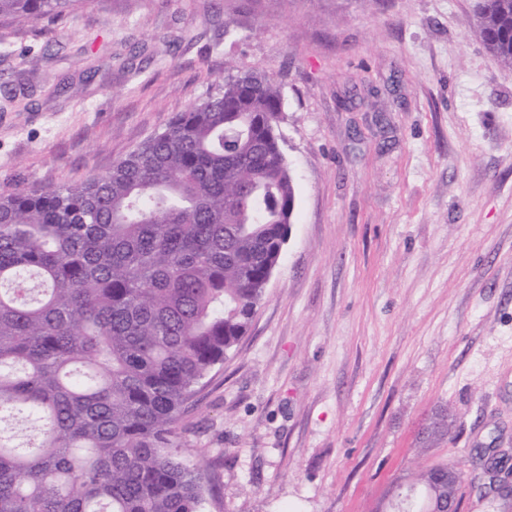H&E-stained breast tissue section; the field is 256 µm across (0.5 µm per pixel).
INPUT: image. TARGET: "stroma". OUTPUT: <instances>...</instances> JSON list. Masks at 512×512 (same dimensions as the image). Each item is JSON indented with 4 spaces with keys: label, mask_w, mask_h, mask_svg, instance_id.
I'll list each match as a JSON object with an SVG mask.
<instances>
[{
    "label": "stroma",
    "mask_w": 512,
    "mask_h": 512,
    "mask_svg": "<svg viewBox=\"0 0 512 512\" xmlns=\"http://www.w3.org/2000/svg\"><path fill=\"white\" fill-rule=\"evenodd\" d=\"M280 87L295 217L177 423L203 512H376L512 458V71L473 0H84L0 21V195L109 172L225 76ZM79 86L58 94L57 81ZM450 415L445 438L425 429ZM454 477V472L448 469V466L438 465L422 470L415 477L414 481L406 486L410 492H415V499L406 503L405 507L411 512H431L428 510V499L433 495L438 506V510L444 508L448 502V497L452 496L453 501H457L460 491L461 480L455 481L448 488V480ZM452 501L448 502V508L442 512H451L449 507ZM424 511H418L422 510Z\"/></svg>",
    "instance_id": "35a3bbf8"
}]
</instances>
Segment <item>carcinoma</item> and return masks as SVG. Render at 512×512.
I'll return each mask as SVG.
<instances>
[{"instance_id": "carcinoma-1", "label": "carcinoma", "mask_w": 512, "mask_h": 512, "mask_svg": "<svg viewBox=\"0 0 512 512\" xmlns=\"http://www.w3.org/2000/svg\"><path fill=\"white\" fill-rule=\"evenodd\" d=\"M80 0H0V19ZM512 70V0H476ZM272 78L230 76L112 170L0 195V512H201L175 424L247 333L296 206ZM23 421L35 442L21 443ZM508 457L478 463L489 482ZM448 467L411 512L457 500Z\"/></svg>"}]
</instances>
